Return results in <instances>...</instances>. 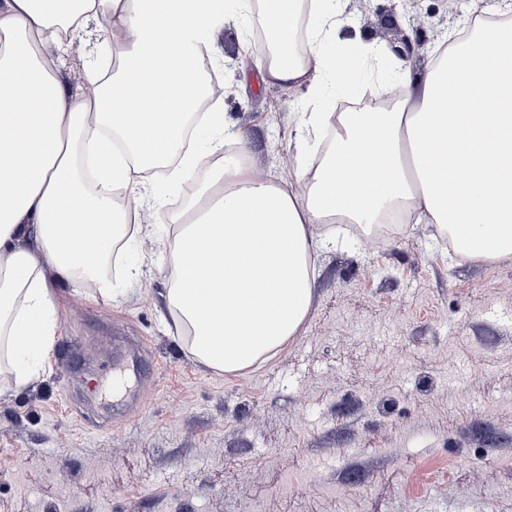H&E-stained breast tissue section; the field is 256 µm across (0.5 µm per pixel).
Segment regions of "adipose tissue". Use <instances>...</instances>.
<instances>
[{
	"instance_id": "obj_1",
	"label": "adipose tissue",
	"mask_w": 512,
	"mask_h": 512,
	"mask_svg": "<svg viewBox=\"0 0 512 512\" xmlns=\"http://www.w3.org/2000/svg\"><path fill=\"white\" fill-rule=\"evenodd\" d=\"M279 39L300 11L304 48L255 65L272 83L342 87L369 48L341 35L336 0H258ZM213 0H0V374L14 387L47 367L60 331L51 279L114 298L87 256L122 252L137 232L123 187L141 204L144 172L177 157L171 179L206 177L162 239L168 311L190 355L227 374L257 366L296 337L311 308L313 256L336 246L317 224H376L397 210L409 224L448 233L462 261L512 257V18L474 22L425 75L398 67L404 95L378 112H309L308 129L334 143L285 186L246 159L224 160L219 107L206 91L187 34L210 28ZM109 21L120 77L89 56L85 92L68 98L50 50L66 51L90 23ZM195 120L205 150L184 149Z\"/></svg>"
}]
</instances>
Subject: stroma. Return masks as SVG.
<instances>
[{
    "mask_svg": "<svg viewBox=\"0 0 512 512\" xmlns=\"http://www.w3.org/2000/svg\"><path fill=\"white\" fill-rule=\"evenodd\" d=\"M345 37L415 41L425 71L439 43L512 0H340ZM199 39L218 74L227 126L247 160L294 180L331 139L305 112H334L335 86L266 82L240 27L216 17ZM174 213L198 186L145 174ZM115 300L54 286L50 366L0 388V512H512V259L458 262L435 225H403L369 251L315 254L310 313L262 367L219 373L187 351L168 314L154 209L136 210ZM132 338L149 352L112 384ZM471 405L453 416L458 399Z\"/></svg>",
    "mask_w": 512,
    "mask_h": 512,
    "instance_id": "35a3bbf8",
    "label": "stroma"
}]
</instances>
